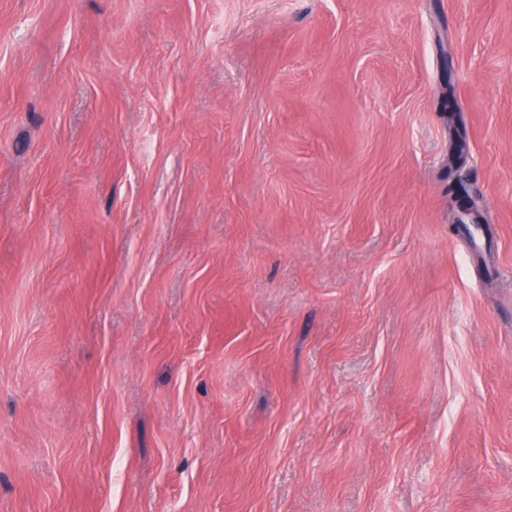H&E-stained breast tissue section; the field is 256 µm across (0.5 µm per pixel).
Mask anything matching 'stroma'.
<instances>
[{
  "label": "stroma",
  "instance_id": "stroma-1",
  "mask_svg": "<svg viewBox=\"0 0 512 512\" xmlns=\"http://www.w3.org/2000/svg\"><path fill=\"white\" fill-rule=\"evenodd\" d=\"M0 512H512V0H0Z\"/></svg>",
  "mask_w": 512,
  "mask_h": 512
}]
</instances>
